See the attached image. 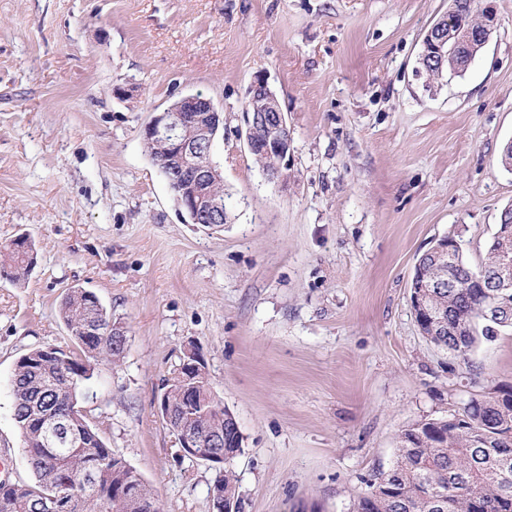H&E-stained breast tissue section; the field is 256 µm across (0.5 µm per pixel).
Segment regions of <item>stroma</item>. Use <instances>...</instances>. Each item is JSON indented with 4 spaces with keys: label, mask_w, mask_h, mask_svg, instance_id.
I'll use <instances>...</instances> for the list:
<instances>
[{
    "label": "stroma",
    "mask_w": 512,
    "mask_h": 512,
    "mask_svg": "<svg viewBox=\"0 0 512 512\" xmlns=\"http://www.w3.org/2000/svg\"><path fill=\"white\" fill-rule=\"evenodd\" d=\"M459 74H419L448 0H0V476L31 479L11 381L36 347L72 350L67 289L127 329L82 404L164 512H212L218 471L181 453L162 384L198 345L237 417L241 512H354L398 436L512 385V328L472 367L422 335L417 259L454 238L479 267L512 171V0ZM264 76L293 143L269 180L240 132ZM224 114L213 159L226 224H191L142 130L188 94ZM18 243L24 242V247L30 246V241L26 238H19ZM13 240L10 244L0 247V261L3 265L8 264L10 273L8 274L14 280H20L29 272L31 263L27 260L26 252L19 249L21 244Z\"/></svg>",
    "instance_id": "obj_1"
}]
</instances>
